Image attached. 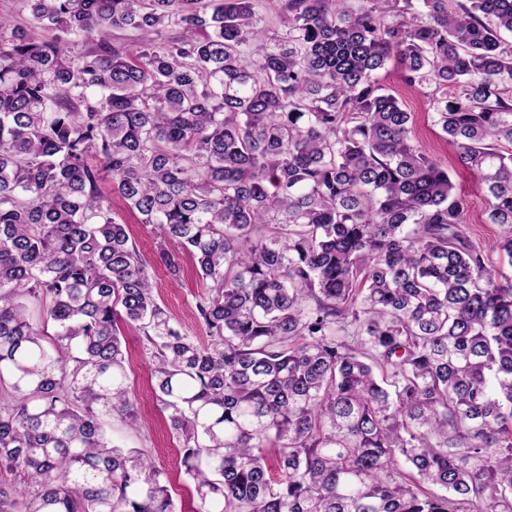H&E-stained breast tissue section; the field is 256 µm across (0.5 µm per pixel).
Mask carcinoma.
I'll return each instance as SVG.
<instances>
[{
    "mask_svg": "<svg viewBox=\"0 0 512 512\" xmlns=\"http://www.w3.org/2000/svg\"><path fill=\"white\" fill-rule=\"evenodd\" d=\"M28 2L57 34L0 41V512H177L101 423L135 422L122 323L193 512H512V0H287L249 54L252 0ZM172 24L134 58L108 42ZM392 61L432 88L500 264ZM106 178L176 250L141 255ZM186 259L204 344L153 293ZM389 73L383 78V84L389 93L394 95L402 108L411 112L412 135L423 152L440 162H448V170L453 174V182L457 190L467 196L470 207V221L467 224V234L473 240L480 241L487 249L493 262L498 260L495 245L498 238V228L493 224H486L483 217L485 210L484 197L478 190L470 176L457 168L454 151L440 136L439 129L433 125L432 114L425 92L429 89L423 87L410 88L400 77L398 68L391 62Z\"/></svg>",
    "mask_w": 512,
    "mask_h": 512,
    "instance_id": "cac0c4a2",
    "label": "carcinoma"
}]
</instances>
